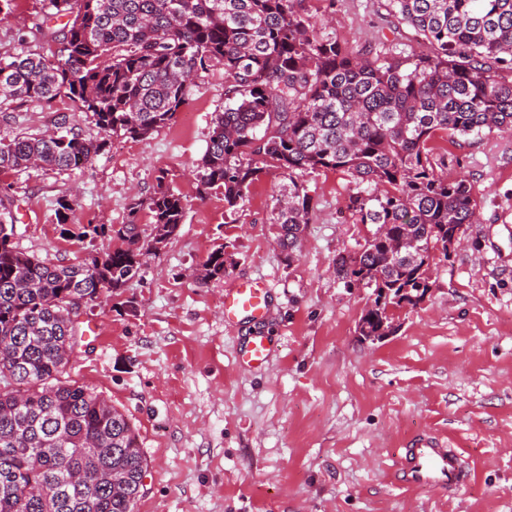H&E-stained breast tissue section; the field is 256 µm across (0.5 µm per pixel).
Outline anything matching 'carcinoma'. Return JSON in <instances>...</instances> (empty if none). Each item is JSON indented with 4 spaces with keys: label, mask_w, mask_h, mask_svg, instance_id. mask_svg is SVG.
<instances>
[{
    "label": "carcinoma",
    "mask_w": 512,
    "mask_h": 512,
    "mask_svg": "<svg viewBox=\"0 0 512 512\" xmlns=\"http://www.w3.org/2000/svg\"><path fill=\"white\" fill-rule=\"evenodd\" d=\"M305 0H48L67 18L37 33L57 42L37 50L0 49V123L12 104L66 98L89 115L96 136L65 113L40 133L0 138V174L82 170L110 138L145 140L168 124L195 79L224 68V111L196 166L198 198L215 187L233 211L267 168L288 179L277 199L285 260L312 211L297 178L346 174L347 209L374 232L360 250L336 258L347 288H370L360 321L374 328L387 305L413 310L433 287L432 250L479 219L465 176L437 171L430 142L439 132L479 138L512 132V0H387L390 14L430 51L352 53L317 32ZM156 176L157 191L134 198L119 228L81 224L77 237L112 245L84 262L47 263L13 242L14 200L0 194V512H135L148 463L127 417L91 388L64 378L83 342L67 306L121 300L184 223L183 196ZM77 206L58 199V223ZM149 228L140 230L142 211ZM224 251L201 264L200 284L224 276ZM389 301L380 302L383 291Z\"/></svg>",
    "instance_id": "carcinoma-1"
}]
</instances>
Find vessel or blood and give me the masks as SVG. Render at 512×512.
<instances>
[{"instance_id": "vessel-or-blood-1", "label": "vessel or blood", "mask_w": 512, "mask_h": 512, "mask_svg": "<svg viewBox=\"0 0 512 512\" xmlns=\"http://www.w3.org/2000/svg\"><path fill=\"white\" fill-rule=\"evenodd\" d=\"M269 286L262 280H241L224 292V319L231 322L246 316L263 320L269 310ZM271 352L267 336L256 335L247 342L242 360L250 367L265 365ZM395 472L403 488H430L441 492L458 485L464 476L458 449L441 443H418L404 449L395 460Z\"/></svg>"}]
</instances>
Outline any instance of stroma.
Returning a JSON list of instances; mask_svg holds the SVG:
<instances>
[{
	"instance_id": "obj_1",
	"label": "stroma",
	"mask_w": 512,
	"mask_h": 512,
	"mask_svg": "<svg viewBox=\"0 0 512 512\" xmlns=\"http://www.w3.org/2000/svg\"><path fill=\"white\" fill-rule=\"evenodd\" d=\"M305 6L320 34L352 50L382 37L395 52L425 49L386 0ZM43 18L39 0H16L0 44L20 50L19 32ZM223 108L217 67L149 139H113L82 170L0 176L18 199L15 243L55 264L91 250L56 220L65 191L78 193L79 224L127 223L129 202L152 196L162 171L187 203L177 236L130 282L133 308L105 300L87 310L85 346L67 369L140 435L149 467L137 512H512V135H436L441 171L473 181L481 220L450 259L434 253L430 296L394 311V332L373 342L356 330L370 289L345 287L335 273L337 255L373 230L347 209L348 176H301L313 210L290 263L274 223L278 171L261 173L236 210L220 188L198 198L191 171ZM62 112L94 133L85 113L59 99L17 105L0 136L46 130ZM219 247L224 277L199 284L195 269ZM255 278L270 286L267 318L225 322V288ZM257 334L270 338L271 356L243 366L239 351ZM420 436L463 450L461 486L443 495L397 484L396 454Z\"/></svg>"
}]
</instances>
